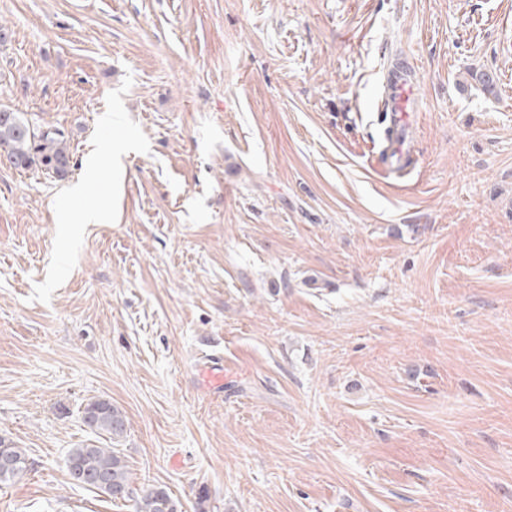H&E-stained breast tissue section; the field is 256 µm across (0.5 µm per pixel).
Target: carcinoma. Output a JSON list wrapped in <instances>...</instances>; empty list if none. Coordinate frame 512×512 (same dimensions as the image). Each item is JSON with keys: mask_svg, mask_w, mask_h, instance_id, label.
<instances>
[{"mask_svg": "<svg viewBox=\"0 0 512 512\" xmlns=\"http://www.w3.org/2000/svg\"><path fill=\"white\" fill-rule=\"evenodd\" d=\"M0 152L18 168L36 166L59 178L70 168V151L63 134L52 127L33 124L18 112L0 109ZM86 425L96 434L119 441L126 431L127 420L122 411L105 399L90 400L83 409ZM0 485L23 477L28 472L26 449L15 441L0 436ZM81 465L87 478L79 486L116 501H131L135 512H179L178 503L168 491L157 486L135 487L129 476L124 456L117 448L81 445L69 450L66 467Z\"/></svg>", "mask_w": 512, "mask_h": 512, "instance_id": "carcinoma-1", "label": "carcinoma"}]
</instances>
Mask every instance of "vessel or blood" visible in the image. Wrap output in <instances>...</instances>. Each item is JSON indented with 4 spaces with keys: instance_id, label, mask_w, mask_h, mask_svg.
<instances>
[{
    "instance_id": "obj_1",
    "label": "vessel or blood",
    "mask_w": 512,
    "mask_h": 512,
    "mask_svg": "<svg viewBox=\"0 0 512 512\" xmlns=\"http://www.w3.org/2000/svg\"><path fill=\"white\" fill-rule=\"evenodd\" d=\"M414 66L400 60L396 69L389 72L387 83L378 107L385 124L384 138L378 151V162L386 171L398 175L406 173L413 162L412 144L407 131L411 114L418 109ZM210 390L221 392L224 387V367L207 361L196 367Z\"/></svg>"
}]
</instances>
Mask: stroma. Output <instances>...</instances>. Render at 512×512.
I'll return each instance as SVG.
<instances>
[{"instance_id": "obj_1", "label": "stroma", "mask_w": 512, "mask_h": 512, "mask_svg": "<svg viewBox=\"0 0 512 512\" xmlns=\"http://www.w3.org/2000/svg\"><path fill=\"white\" fill-rule=\"evenodd\" d=\"M0 109L72 153L0 156V512H134L65 467L95 398L182 512H512V0H0ZM414 70L412 63L401 59L397 68L388 72L378 107V112H382L385 129L377 161L385 168L384 171L397 175L406 173L413 162L412 144L407 130L411 126L412 112H419ZM195 370L198 372V376L205 380L210 390L214 393L222 392V389H224V364L208 360L199 363ZM7 459L10 466L2 468L1 461ZM28 472V455L26 448H21L15 441L0 436V485L22 478Z\"/></svg>"}]
</instances>
